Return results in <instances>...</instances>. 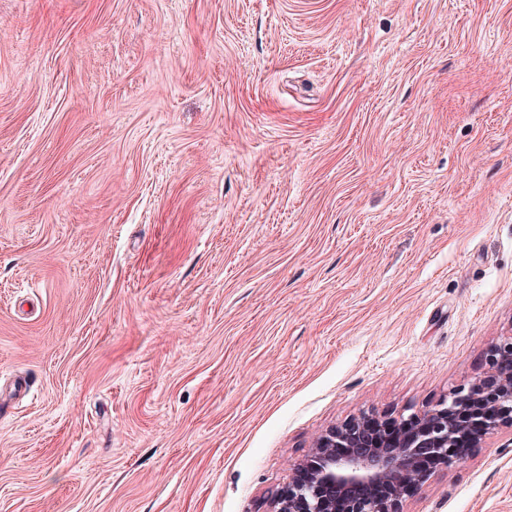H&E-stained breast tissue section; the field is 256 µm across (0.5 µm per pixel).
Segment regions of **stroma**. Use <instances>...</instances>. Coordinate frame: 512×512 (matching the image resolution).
Here are the masks:
<instances>
[{
	"mask_svg": "<svg viewBox=\"0 0 512 512\" xmlns=\"http://www.w3.org/2000/svg\"><path fill=\"white\" fill-rule=\"evenodd\" d=\"M509 334L512 0H0V512H270Z\"/></svg>",
	"mask_w": 512,
	"mask_h": 512,
	"instance_id": "stroma-1",
	"label": "stroma"
}]
</instances>
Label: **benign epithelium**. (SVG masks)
Wrapping results in <instances>:
<instances>
[{
    "instance_id": "benign-epithelium-1",
    "label": "benign epithelium",
    "mask_w": 512,
    "mask_h": 512,
    "mask_svg": "<svg viewBox=\"0 0 512 512\" xmlns=\"http://www.w3.org/2000/svg\"><path fill=\"white\" fill-rule=\"evenodd\" d=\"M485 362L484 375L421 410L395 417L363 413L327 429L296 464L271 512H404V494L431 477L425 456L450 470L463 463L457 449L480 448L495 433L512 434V337L493 345ZM375 484L391 493H358Z\"/></svg>"
}]
</instances>
